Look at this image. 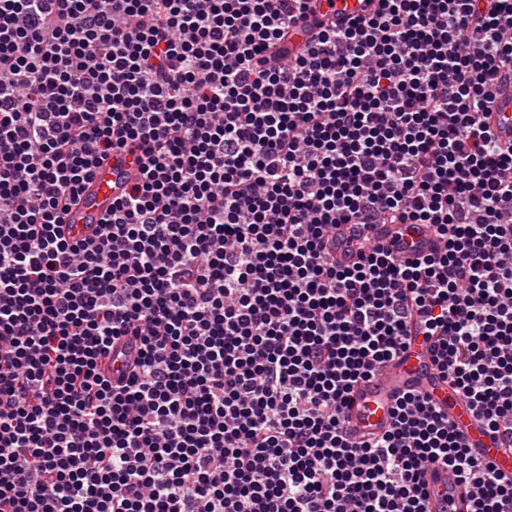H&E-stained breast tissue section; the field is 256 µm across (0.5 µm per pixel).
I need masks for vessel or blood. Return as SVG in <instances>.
I'll list each match as a JSON object with an SVG mask.
<instances>
[{"label": "vessel or blood", "instance_id": "1", "mask_svg": "<svg viewBox=\"0 0 512 512\" xmlns=\"http://www.w3.org/2000/svg\"><path fill=\"white\" fill-rule=\"evenodd\" d=\"M502 145L512 144V83L499 87L488 118ZM139 167L133 155L113 153L95 170L80 194L77 204L66 214L69 231L82 237L92 236L96 224L109 213L113 201L138 178ZM436 238L430 232L409 234L402 259L412 260L429 252ZM426 393L438 407L447 411L467 445L491 462L502 473L512 476V450L501 437L493 435L476 417L455 389L438 377L423 339L398 359L384 366L373 379L360 382L351 394L348 410L349 431L353 438L383 434L390 426L391 411L397 395L411 390ZM428 491V512H466L467 493L454 473L444 466L429 467L424 476Z\"/></svg>", "mask_w": 512, "mask_h": 512}]
</instances>
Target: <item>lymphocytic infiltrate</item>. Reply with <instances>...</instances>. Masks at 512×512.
I'll list each match as a JSON object with an SVG mask.
<instances>
[{
	"label": "lymphocytic infiltrate",
	"instance_id": "obj_1",
	"mask_svg": "<svg viewBox=\"0 0 512 512\" xmlns=\"http://www.w3.org/2000/svg\"><path fill=\"white\" fill-rule=\"evenodd\" d=\"M509 79L512 0H0V512H427L436 464L512 512L428 397L346 419L420 336L512 446ZM121 149L139 181L65 237ZM488 121L497 131L500 143L509 146L512 143V82L497 90ZM411 232L412 234H405L408 241H405L403 235L405 250L400 257L404 260H413L419 254L428 253L436 242L435 236L428 231L415 233L411 230Z\"/></svg>",
	"mask_w": 512,
	"mask_h": 512
}]
</instances>
